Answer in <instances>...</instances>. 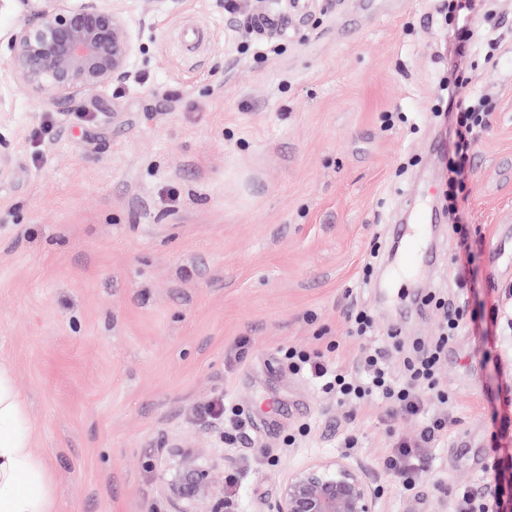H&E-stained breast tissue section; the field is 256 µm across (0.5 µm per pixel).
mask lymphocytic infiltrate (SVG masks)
<instances>
[{
	"label": "lymphocytic infiltrate",
	"mask_w": 512,
	"mask_h": 512,
	"mask_svg": "<svg viewBox=\"0 0 512 512\" xmlns=\"http://www.w3.org/2000/svg\"><path fill=\"white\" fill-rule=\"evenodd\" d=\"M448 120L454 139V151L448 163V215L456 236L455 249L458 254L466 255L472 246L471 235L460 222L457 198L470 168L477 137L486 125V113L483 98L468 94L455 79L448 82ZM434 303L442 309L445 320V329L435 345L419 348L414 355L407 356L400 336L390 334L386 349L365 354L361 376H353L346 367L336 365L327 350L321 348L294 346L284 353L291 370L306 374L319 389L335 393L344 403H374L390 418L399 414H427L431 402L442 405V412L429 414L430 420L417 441L397 440L385 459L387 469L408 490L414 487L410 462L416 444H431L448 434L445 408L451 398L438 381L441 357L459 332L476 320L475 315L469 314L468 301L463 296L452 303L438 297ZM392 353L402 357L404 380H395L389 370L387 357Z\"/></svg>",
	"instance_id": "lymphocytic-infiltrate-1"
}]
</instances>
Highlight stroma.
<instances>
[{
    "label": "stroma",
    "instance_id": "1",
    "mask_svg": "<svg viewBox=\"0 0 512 512\" xmlns=\"http://www.w3.org/2000/svg\"><path fill=\"white\" fill-rule=\"evenodd\" d=\"M270 3L280 20L260 38L277 52L258 59L224 0H124L140 45L128 78L44 101L10 76L25 16L0 0V360L56 512H167L154 464L174 439L205 463L223 450L212 477L234 512H271L289 472L334 457L366 472L377 512H455L456 487L512 484V353L495 325L449 345L448 436L417 450L406 493L382 460L426 417L391 425L378 406L339 405L282 356L336 341L333 360L351 366L388 332H441L423 297L453 289L451 229L422 238L417 278L389 277L404 250L393 225L421 197L446 208L441 0H393L344 30L356 0L300 15ZM482 24L503 38L495 65L480 47L468 71L490 121L459 211L474 238L469 306L486 311L512 307V0H488ZM355 305L373 316L363 344L347 335ZM222 403L248 421L230 440L209 417Z\"/></svg>",
    "mask_w": 512,
    "mask_h": 512
}]
</instances>
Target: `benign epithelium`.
<instances>
[{"label":"benign epithelium","instance_id":"obj_1","mask_svg":"<svg viewBox=\"0 0 512 512\" xmlns=\"http://www.w3.org/2000/svg\"><path fill=\"white\" fill-rule=\"evenodd\" d=\"M29 20L9 37L13 80L33 94L59 100L76 91H95L127 78L136 51L133 33L119 6L99 0H19ZM170 512H224V498L209 469L224 467L213 451L210 468L198 450L182 441L166 444L156 464ZM377 492L364 470L342 457L294 470L274 512H376Z\"/></svg>","mask_w":512,"mask_h":512}]
</instances>
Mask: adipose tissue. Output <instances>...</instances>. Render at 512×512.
I'll list each match as a JSON object with an SVG mask.
<instances>
[{"label":"adipose tissue","mask_w":512,"mask_h":512,"mask_svg":"<svg viewBox=\"0 0 512 512\" xmlns=\"http://www.w3.org/2000/svg\"><path fill=\"white\" fill-rule=\"evenodd\" d=\"M34 434L12 371L0 364V512H55L46 464L31 452Z\"/></svg>","instance_id":"adipose-tissue-1"}]
</instances>
